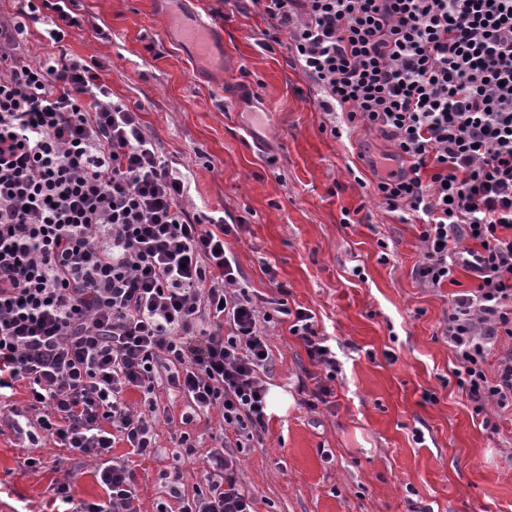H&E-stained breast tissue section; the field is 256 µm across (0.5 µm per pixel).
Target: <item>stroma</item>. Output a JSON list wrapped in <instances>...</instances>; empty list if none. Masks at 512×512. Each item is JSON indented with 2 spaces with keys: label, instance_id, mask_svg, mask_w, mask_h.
I'll return each instance as SVG.
<instances>
[{
  "label": "stroma",
  "instance_id": "stroma-1",
  "mask_svg": "<svg viewBox=\"0 0 512 512\" xmlns=\"http://www.w3.org/2000/svg\"><path fill=\"white\" fill-rule=\"evenodd\" d=\"M75 12L69 53L97 61L113 98L139 108L146 134L189 178L184 207L241 224L228 243L245 284L269 296L284 284L339 361L329 404L309 408L326 372L287 325L269 324L266 382L293 403L259 443L223 432L217 410L182 426L184 397L157 386V446L132 462L140 512L167 501L170 467L186 494L204 487L203 454L213 448L236 459L255 512H410L415 503L512 512V411L475 414L442 334L449 298L475 282L461 270L455 283L424 287L415 276L421 225L387 211L349 171L357 155L379 158L390 142L362 126L347 138L324 132L316 87L286 46L260 47L267 23L246 0H78ZM183 17L213 29L212 62L180 37ZM346 208L361 223L343 224ZM183 431L199 454L177 461ZM28 456L38 466L24 467ZM96 471L95 459L50 440L22 448L0 425V512H54L58 483L75 500L102 501Z\"/></svg>",
  "mask_w": 512,
  "mask_h": 512
}]
</instances>
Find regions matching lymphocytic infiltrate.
I'll list each match as a JSON object with an SVG mask.
<instances>
[{"label":"lymphocytic infiltrate","instance_id":"obj_1","mask_svg":"<svg viewBox=\"0 0 512 512\" xmlns=\"http://www.w3.org/2000/svg\"><path fill=\"white\" fill-rule=\"evenodd\" d=\"M14 2L15 19H0V397L28 381L43 413L14 419L17 434L99 458L106 499L75 501L62 483L60 512H138L135 475L111 450L122 441L142 456L155 437L126 390L148 398L165 380L187 400L183 423L218 408L225 427L259 439L272 362L262 324H287L326 369L323 403L336 356L311 310L242 286L224 242L232 225L184 207L189 182L138 112L68 53L73 0ZM250 2L318 88L319 109L390 142L368 186L421 224L419 281L438 288L461 269L475 281L451 298L443 329L457 384L476 413L512 410V354L485 369L512 336V0ZM45 9L58 24L32 60L20 37ZM206 459L193 497L168 474L178 512H254L236 460Z\"/></svg>","mask_w":512,"mask_h":512}]
</instances>
